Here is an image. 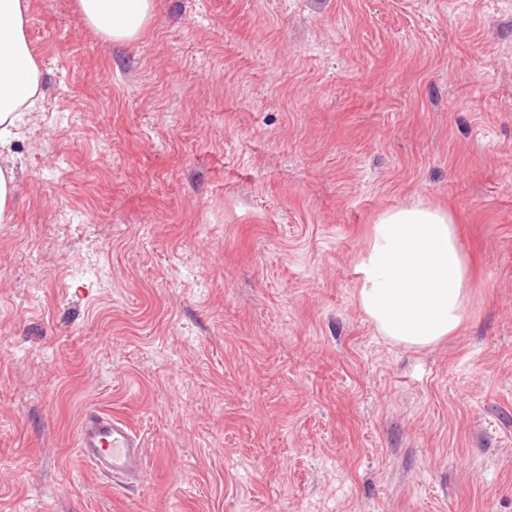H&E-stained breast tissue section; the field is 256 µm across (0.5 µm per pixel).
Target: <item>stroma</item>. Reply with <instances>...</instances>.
Wrapping results in <instances>:
<instances>
[{"instance_id":"35a3bbf8","label":"stroma","mask_w":512,"mask_h":512,"mask_svg":"<svg viewBox=\"0 0 512 512\" xmlns=\"http://www.w3.org/2000/svg\"><path fill=\"white\" fill-rule=\"evenodd\" d=\"M0 153V512H512V0H31ZM452 204L468 320L378 336L382 212ZM142 437L121 486L87 409ZM87 25L105 41L131 43L139 39L152 15V0H78ZM16 191L13 167H0V224L12 223L13 201ZM77 453L106 477L138 479L144 468V445L124 421L98 411H88L80 424Z\"/></svg>"}]
</instances>
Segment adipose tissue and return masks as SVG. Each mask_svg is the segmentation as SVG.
Returning <instances> with one entry per match:
<instances>
[{
	"label": "adipose tissue",
	"instance_id": "1",
	"mask_svg": "<svg viewBox=\"0 0 512 512\" xmlns=\"http://www.w3.org/2000/svg\"><path fill=\"white\" fill-rule=\"evenodd\" d=\"M29 0H0V147L19 134L21 114L40 96V70L26 36ZM87 25L104 40L139 39L153 0H77ZM356 271L357 303L387 340L426 348L466 325L475 275L448 206L415 205L381 213Z\"/></svg>",
	"mask_w": 512,
	"mask_h": 512
}]
</instances>
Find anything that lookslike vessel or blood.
<instances>
[{"label":"vessel or blood","mask_w":512,"mask_h":512,"mask_svg":"<svg viewBox=\"0 0 512 512\" xmlns=\"http://www.w3.org/2000/svg\"><path fill=\"white\" fill-rule=\"evenodd\" d=\"M77 453L99 474L136 479L144 468V445L124 421L98 411H88L80 424Z\"/></svg>","instance_id":"obj_1"}]
</instances>
